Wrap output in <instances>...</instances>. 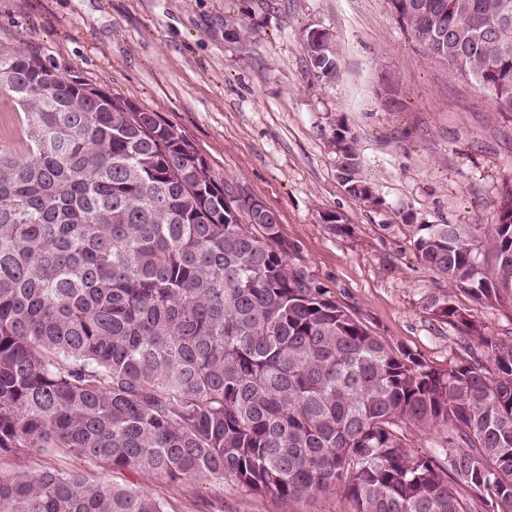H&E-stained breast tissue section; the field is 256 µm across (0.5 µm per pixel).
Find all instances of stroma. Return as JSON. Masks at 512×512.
Segmentation results:
<instances>
[{
  "label": "stroma",
  "mask_w": 512,
  "mask_h": 512,
  "mask_svg": "<svg viewBox=\"0 0 512 512\" xmlns=\"http://www.w3.org/2000/svg\"><path fill=\"white\" fill-rule=\"evenodd\" d=\"M311 25L333 36V77L308 61L302 32ZM0 45L37 51L158 113L239 195L277 213L289 263L386 346L440 370L462 359L458 331L426 309L448 285L417 259L401 216L494 223L512 185V112L424 59L388 0H0ZM340 124L381 206L339 181L328 141ZM329 211L347 233L323 224ZM458 302L485 335L512 331V296ZM113 479L144 486L171 512H204L216 500L224 512L350 510L333 494L276 500L230 479L173 482L128 470Z\"/></svg>",
  "instance_id": "stroma-1"
}]
</instances>
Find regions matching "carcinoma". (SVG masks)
I'll return each mask as SVG.
<instances>
[{"instance_id":"1","label":"carcinoma","mask_w":512,"mask_h":512,"mask_svg":"<svg viewBox=\"0 0 512 512\" xmlns=\"http://www.w3.org/2000/svg\"><path fill=\"white\" fill-rule=\"evenodd\" d=\"M423 57L512 111V0H389ZM332 37L304 45L322 77ZM20 151L0 149V456L233 479L351 512H512V336L453 292L512 294V189L494 223L413 224L448 282L426 305L467 335L448 370L389 349L288 262L275 217L157 113L35 52L0 48ZM330 145L363 192L356 139ZM494 260L485 268L483 256ZM439 435L408 450V425ZM0 512H168L82 469L0 473Z\"/></svg>"}]
</instances>
